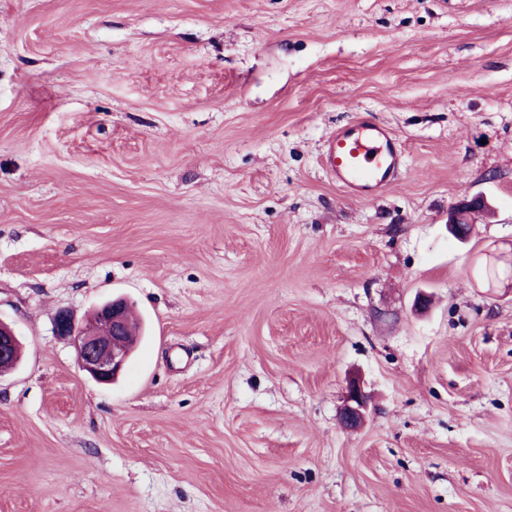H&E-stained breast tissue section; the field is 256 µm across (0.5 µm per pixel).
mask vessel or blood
<instances>
[{
	"mask_svg": "<svg viewBox=\"0 0 512 512\" xmlns=\"http://www.w3.org/2000/svg\"><path fill=\"white\" fill-rule=\"evenodd\" d=\"M323 163L348 195L370 199L393 183L403 165V154L387 126L373 119H360L342 126L330 137Z\"/></svg>",
	"mask_w": 512,
	"mask_h": 512,
	"instance_id": "vessel-or-blood-1",
	"label": "vessel or blood"
}]
</instances>
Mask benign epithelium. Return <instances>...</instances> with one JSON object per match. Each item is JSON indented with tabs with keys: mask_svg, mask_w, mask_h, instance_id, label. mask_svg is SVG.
Instances as JSON below:
<instances>
[{
	"mask_svg": "<svg viewBox=\"0 0 512 512\" xmlns=\"http://www.w3.org/2000/svg\"><path fill=\"white\" fill-rule=\"evenodd\" d=\"M490 209L486 198L465 196L448 213V230L459 241L470 239L473 215ZM90 325L76 322L66 311L55 320V333L75 349L82 370L102 384H110L123 370L132 355L135 343L130 335L129 310L122 298L97 306L89 317ZM21 357V343L14 331L0 321V374L15 367ZM366 396L356 382L348 384L340 415L344 423L359 426L365 417Z\"/></svg>",
	"mask_w": 512,
	"mask_h": 512,
	"instance_id": "1",
	"label": "benign epithelium"
}]
</instances>
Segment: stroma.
<instances>
[{
  "label": "stroma",
  "mask_w": 512,
  "mask_h": 512,
  "mask_svg": "<svg viewBox=\"0 0 512 512\" xmlns=\"http://www.w3.org/2000/svg\"><path fill=\"white\" fill-rule=\"evenodd\" d=\"M362 117L404 155L372 200L321 162ZM500 255L512 0H0V512H512ZM112 298L102 386L54 320ZM490 209L486 198L482 196H465L460 199L448 213V230L454 233L460 242H466L470 239L473 226L463 225L472 224L470 218L472 215H478ZM21 357V343L14 331L0 321V374L15 367ZM366 408V396L360 385L350 382L340 411L342 421L351 427L359 426L364 420Z\"/></svg>",
  "instance_id": "1"
}]
</instances>
